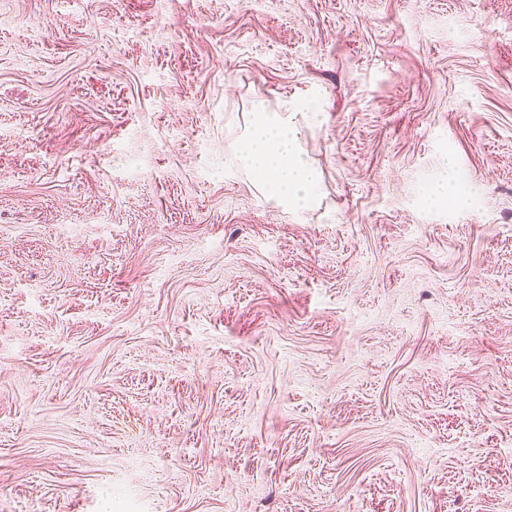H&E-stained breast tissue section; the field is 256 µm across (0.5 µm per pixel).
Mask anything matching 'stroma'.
I'll return each instance as SVG.
<instances>
[{
    "label": "stroma",
    "mask_w": 512,
    "mask_h": 512,
    "mask_svg": "<svg viewBox=\"0 0 512 512\" xmlns=\"http://www.w3.org/2000/svg\"><path fill=\"white\" fill-rule=\"evenodd\" d=\"M0 512H512V0H0ZM249 114L235 147L237 166L276 209L296 214L311 210L323 175L305 158L296 113L270 112L264 100H257Z\"/></svg>",
    "instance_id": "stroma-1"
}]
</instances>
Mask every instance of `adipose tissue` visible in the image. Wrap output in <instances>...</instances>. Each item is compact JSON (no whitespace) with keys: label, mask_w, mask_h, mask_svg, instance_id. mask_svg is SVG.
<instances>
[{"label":"adipose tissue","mask_w":512,"mask_h":512,"mask_svg":"<svg viewBox=\"0 0 512 512\" xmlns=\"http://www.w3.org/2000/svg\"><path fill=\"white\" fill-rule=\"evenodd\" d=\"M301 136L295 113L269 111L259 100L234 152L237 166L268 203L298 214L313 208L322 181L321 170L304 155Z\"/></svg>","instance_id":"1"}]
</instances>
